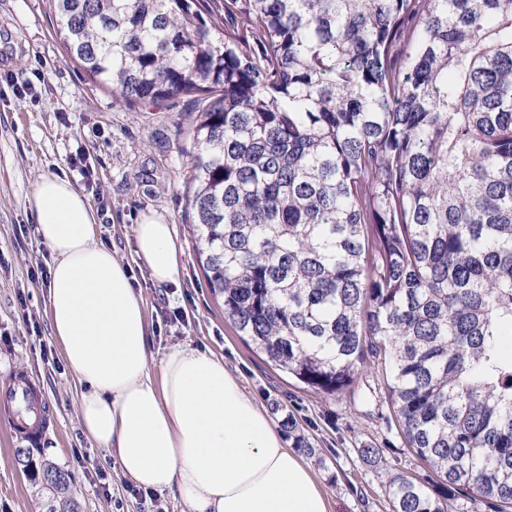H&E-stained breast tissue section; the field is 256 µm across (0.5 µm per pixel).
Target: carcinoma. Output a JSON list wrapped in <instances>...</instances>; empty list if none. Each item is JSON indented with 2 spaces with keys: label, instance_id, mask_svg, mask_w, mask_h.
Here are the masks:
<instances>
[{
  "label": "carcinoma",
  "instance_id": "obj_1",
  "mask_svg": "<svg viewBox=\"0 0 512 512\" xmlns=\"http://www.w3.org/2000/svg\"><path fill=\"white\" fill-rule=\"evenodd\" d=\"M50 2L116 100L192 98V232L249 347L328 395L383 358L407 447L512 504V0ZM15 459L78 512L63 468Z\"/></svg>",
  "mask_w": 512,
  "mask_h": 512
}]
</instances>
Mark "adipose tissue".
<instances>
[{
    "mask_svg": "<svg viewBox=\"0 0 512 512\" xmlns=\"http://www.w3.org/2000/svg\"><path fill=\"white\" fill-rule=\"evenodd\" d=\"M26 203L52 253L48 316L82 388L85 436L144 490H178L189 512H328L309 467L223 359L175 345L153 379L141 294L127 265L98 242L87 197L48 175ZM133 234L153 282L175 281L183 251L173 225L145 215Z\"/></svg>",
    "mask_w": 512,
    "mask_h": 512,
    "instance_id": "obj_1",
    "label": "adipose tissue"
}]
</instances>
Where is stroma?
I'll return each instance as SVG.
<instances>
[{
    "instance_id": "35a3bbf8",
    "label": "stroma",
    "mask_w": 512,
    "mask_h": 512,
    "mask_svg": "<svg viewBox=\"0 0 512 512\" xmlns=\"http://www.w3.org/2000/svg\"><path fill=\"white\" fill-rule=\"evenodd\" d=\"M50 0H0V388L16 373L34 383L52 417L33 455L68 472L80 512H188L177 491H139L116 458L78 422V389L54 340L47 312L52 256L26 197L45 175L69 179L97 214V239L131 268L142 294L152 348L150 370L175 345L224 361L273 423L293 414L311 444L298 454L324 490L329 512H391L394 476L440 479L409 448L388 400L384 369L366 362L342 392L304 388L254 354L211 294L189 232L186 177L191 106L129 107L66 55ZM155 214L173 224L184 252L175 282L155 284L134 255L133 228ZM0 419V512H41L43 499L15 463L18 438ZM379 448L376 462L361 448Z\"/></svg>"
}]
</instances>
